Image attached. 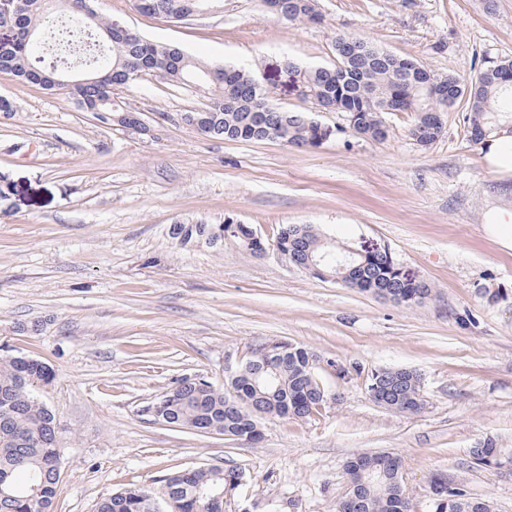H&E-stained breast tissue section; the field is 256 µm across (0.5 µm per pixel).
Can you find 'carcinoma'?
Here are the masks:
<instances>
[{"label":"carcinoma","mask_w":512,"mask_h":512,"mask_svg":"<svg viewBox=\"0 0 512 512\" xmlns=\"http://www.w3.org/2000/svg\"><path fill=\"white\" fill-rule=\"evenodd\" d=\"M97 0H13L17 25L8 38H0V72L31 83L38 74L67 69L66 62L45 63L41 48L30 38L43 27L55 34V14L67 11L81 17L92 48L83 54L88 72L80 83L65 88L83 112H102V120L116 125L134 114L119 91L130 83L152 76L169 84H190L206 99L204 107L185 113V123L199 134L229 141H279L295 148L320 144L317 127L306 113L285 111L276 103L274 91L257 81L245 68L207 66L181 48L147 40L130 29H120L102 17ZM277 6L276 13L287 21L321 20L316 0H263ZM135 8L169 23H181L204 13L224 9V0H134ZM348 36L339 35L333 45L334 63L329 66L285 63L288 79L297 98L321 112H342L348 128L373 141L388 138L386 115L409 112L413 118L408 135L418 145L428 147L443 133L439 115L467 98V132L477 143L512 124V61H503L480 70L468 84L453 75H439L419 61L394 55L364 39L344 49ZM248 224L171 225L169 237L186 247L199 242L201 231L221 233L219 243L234 242L254 255L260 245L297 240L302 250L288 254V262L300 267L309 258L330 252L334 267L342 262L350 269L346 287L378 295L387 290L396 295L395 304L412 306L433 295L430 283L402 274L392 253L351 254L329 241L311 224H286L275 237L258 243L251 239ZM267 345L277 352L273 384L267 386L256 374L268 363ZM313 355L304 347L286 340H265L253 345L248 357L230 375L224 388L203 378L189 386L175 388L161 397L163 422L193 429L211 426L228 438L254 443L262 418L310 419L321 413L325 393L320 391ZM54 380L52 370L30 355L18 359L0 354V512H53L59 479L60 438L51 425L54 416L37 398L36 392ZM391 386L392 409L398 413H419L424 407L418 375L411 370L380 369L367 376V392ZM472 464L485 470L512 465L506 454L491 442L470 449ZM370 458L354 457L345 467L346 476L363 479L364 505L361 512H413L411 503L400 504V489L390 472L369 468ZM238 471L224 474L191 468L162 480L159 490L127 488L98 501L95 512H150L157 499L185 496L183 512H221L203 495L220 493L234 485ZM432 512H493L492 504L460 488H451L446 499H433Z\"/></svg>","instance_id":"carcinoma-1"}]
</instances>
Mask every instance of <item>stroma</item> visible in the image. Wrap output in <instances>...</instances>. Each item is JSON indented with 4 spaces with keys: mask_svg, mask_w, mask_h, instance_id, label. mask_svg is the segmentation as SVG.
I'll return each mask as SVG.
<instances>
[{
    "mask_svg": "<svg viewBox=\"0 0 512 512\" xmlns=\"http://www.w3.org/2000/svg\"><path fill=\"white\" fill-rule=\"evenodd\" d=\"M98 8L200 61L249 66L282 107L331 134L301 150L210 140L180 120L203 97L146 76L122 94L146 136L0 72V96L16 106L0 114V175L11 186L0 200V346L55 374L40 395L61 438L55 512H93L112 493L209 465L243 474L224 512H335L346 461L384 452L401 460L415 512H431L435 473L512 512V476L470 459L487 440L512 452V253L481 229L488 206L512 207V181L491 174L468 139L466 101L443 114L429 148L409 139L407 112L389 114L391 134L375 142L346 131L342 113L301 102L283 70L288 58L332 62L344 33L465 83L512 59V0H317V24L275 20L262 0H224L223 12L178 25L132 0ZM227 217L266 238L311 224L354 250L389 249L434 297L399 306L273 253L168 237L170 224ZM267 339L316 355L320 415L264 419L250 445L148 413L183 377L223 387L225 359ZM397 367L420 375L422 412L370 400L367 375Z\"/></svg>",
    "mask_w": 512,
    "mask_h": 512,
    "instance_id": "stroma-1",
    "label": "stroma"
}]
</instances>
